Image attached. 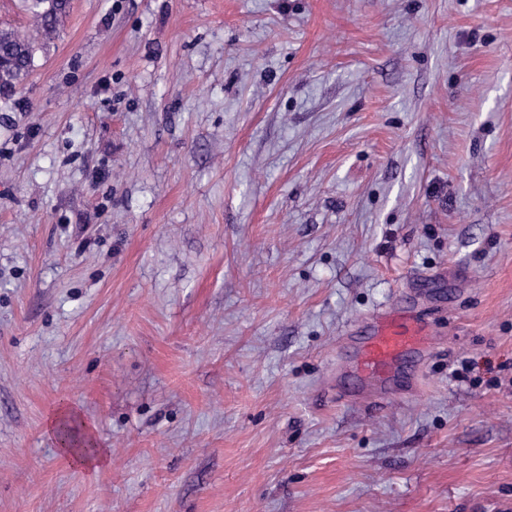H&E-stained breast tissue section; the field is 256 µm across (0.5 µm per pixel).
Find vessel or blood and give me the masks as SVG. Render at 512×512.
Returning <instances> with one entry per match:
<instances>
[{
	"label": "vessel or blood",
	"mask_w": 512,
	"mask_h": 512,
	"mask_svg": "<svg viewBox=\"0 0 512 512\" xmlns=\"http://www.w3.org/2000/svg\"><path fill=\"white\" fill-rule=\"evenodd\" d=\"M426 320L413 311L376 313L367 324L353 373L363 383L383 384L399 373L405 361L423 352L428 340Z\"/></svg>",
	"instance_id": "b4317fda"
}]
</instances>
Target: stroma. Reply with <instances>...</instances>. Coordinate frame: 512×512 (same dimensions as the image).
I'll use <instances>...</instances> for the list:
<instances>
[{"instance_id":"1","label":"stroma","mask_w":512,"mask_h":512,"mask_svg":"<svg viewBox=\"0 0 512 512\" xmlns=\"http://www.w3.org/2000/svg\"><path fill=\"white\" fill-rule=\"evenodd\" d=\"M0 512H512V0H71L0 98ZM366 327L353 369L361 383H386L409 357L423 352L429 337L426 320L407 310L377 312ZM77 415L76 411L68 406H60L56 411L49 417L48 420V431L54 435L59 442L60 451L66 455L72 466L77 469H94L97 470L106 464L109 460V453L106 448H99L95 443L88 439L91 444L89 450H79L77 448L70 447L63 441L58 440V423L61 418L68 417L74 418ZM93 443V444H92Z\"/></svg>"}]
</instances>
